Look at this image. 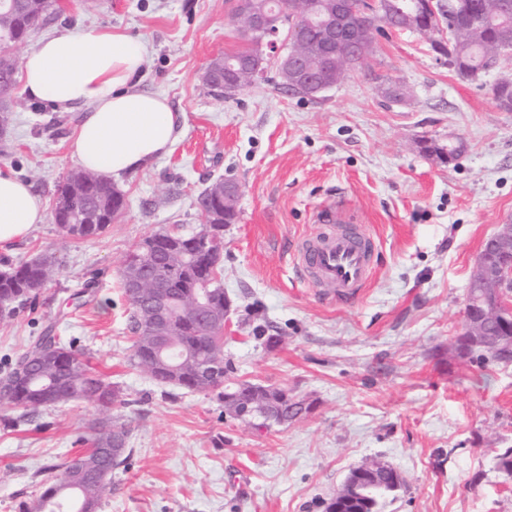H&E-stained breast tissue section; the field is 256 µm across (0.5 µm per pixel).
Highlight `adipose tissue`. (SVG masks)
<instances>
[{
	"instance_id": "1",
	"label": "adipose tissue",
	"mask_w": 512,
	"mask_h": 512,
	"mask_svg": "<svg viewBox=\"0 0 512 512\" xmlns=\"http://www.w3.org/2000/svg\"><path fill=\"white\" fill-rule=\"evenodd\" d=\"M146 42L103 28L43 38L20 64L25 93L66 110L85 112L70 154L82 168L115 177L171 152L181 130L165 96L135 85ZM46 206L28 184L0 172V247L25 239L45 223Z\"/></svg>"
}]
</instances>
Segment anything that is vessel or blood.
<instances>
[{
    "mask_svg": "<svg viewBox=\"0 0 512 512\" xmlns=\"http://www.w3.org/2000/svg\"><path fill=\"white\" fill-rule=\"evenodd\" d=\"M342 202L319 208L316 234L302 240L293 255L297 274L340 304L356 301L373 275L374 238L347 228Z\"/></svg>",
    "mask_w": 512,
    "mask_h": 512,
    "instance_id": "vessel-or-blood-1",
    "label": "vessel or blood"
}]
</instances>
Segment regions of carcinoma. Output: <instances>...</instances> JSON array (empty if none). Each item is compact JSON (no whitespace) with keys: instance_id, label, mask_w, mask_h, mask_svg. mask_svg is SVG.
<instances>
[{"instance_id":"carcinoma-1","label":"carcinoma","mask_w":512,"mask_h":512,"mask_svg":"<svg viewBox=\"0 0 512 512\" xmlns=\"http://www.w3.org/2000/svg\"><path fill=\"white\" fill-rule=\"evenodd\" d=\"M333 0H273L272 6L283 7L287 15L283 19L299 22L305 17L315 20L311 38L304 48V61L308 68L315 69L329 61V55L346 57L348 43L336 42L332 50H327L321 41V35L336 27L348 38L366 43L370 52L376 36H385L391 30L407 28L427 37L434 44H442L441 33L448 30L451 38L450 49L456 58H463L485 71L493 68L500 50L495 45L491 30L508 26L512 28V0L506 13L497 14L491 23L478 27L475 21L454 11L436 6L416 12L412 0H390L389 8L380 13L379 2H363L364 12L358 16L346 17L333 11ZM54 7V0H15L13 12L0 13V98L11 97L17 70L15 57L10 48L26 31L43 22ZM86 180L88 185L82 193L73 191L76 180ZM219 183L205 189L198 197L199 214L205 224L224 223V203L216 198ZM57 206L54 208L55 224L66 234L77 238H91L100 235L122 207V200L112 191V181L101 174L79 170L72 173L58 188ZM184 251L196 256L191 261L182 254L170 255L162 250L151 254L142 268L156 274L163 286V294L175 302L168 321L167 359L180 364L179 376H174L167 367L150 362L156 353V337L139 330L137 309H132L130 329L134 334L131 346L130 363L150 376L156 383L164 386H176L189 391H202L198 386L194 371L198 360L224 356V336L219 332L206 335L200 327V317L206 310L198 306L205 297L224 296L223 283L217 278V269L221 260L220 253L205 248L203 241L195 240L192 245L184 246ZM58 273V266L43 264L32 259L15 268L0 270V299L8 317L15 311L16 305L32 301L40 295V290ZM81 367L69 400L84 402L102 408L124 407L129 401L122 398L120 388L91 367L85 353L70 343H61L53 336V326L46 327L17 359L15 367L4 377L0 384V405L35 411L41 407L40 387L70 364ZM229 395L234 401L258 398L264 404L278 409L287 419L293 418L306 408L302 402L278 391H266L260 384L243 382L231 384ZM126 456L104 463L96 457L94 450L81 454L71 460L51 465L41 471L40 494L37 498L39 512H60L55 502L50 500L53 494L69 486L73 464L81 462L87 472L105 471V480L89 479L80 490H74L67 499L72 503L68 512H84V501L92 500L100 504L102 496L112 486V474L125 461ZM62 470V477L52 478V473ZM390 495L387 489H369L355 500L344 505L342 512H381L385 499Z\"/></svg>"}]
</instances>
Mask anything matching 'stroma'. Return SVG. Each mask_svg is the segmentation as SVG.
<instances>
[{
    "instance_id": "35a3bbf8",
    "label": "stroma",
    "mask_w": 512,
    "mask_h": 512,
    "mask_svg": "<svg viewBox=\"0 0 512 512\" xmlns=\"http://www.w3.org/2000/svg\"><path fill=\"white\" fill-rule=\"evenodd\" d=\"M236 0H56L14 48L44 37L112 28L149 47L138 87L182 113L173 151L114 181L126 209L97 237L75 239L53 221L0 248V268L54 256L59 274L36 304L0 321V370L55 324L116 383L118 421L132 453L98 512H325L350 470L381 461L403 476L383 512H512V364L460 358L467 287L484 242L512 213V112L492 86L500 68L460 78L411 32L377 38L364 62L312 99L286 93L276 66L232 97L201 80L209 61L246 49ZM407 97H384L381 83ZM0 136V170L29 183L46 205L76 169L70 139L84 112L14 88ZM459 147L445 161L437 149ZM240 188L223 232L224 293L233 304L224 356L235 377L286 389L308 406L259 432L224 412L214 392L159 387L129 363L125 256L163 230L189 234L197 196L219 179ZM344 199L375 238L376 271L362 298L323 302L291 260L319 207ZM278 337L268 347L257 327ZM106 413L70 402L34 415L0 406V512L39 493L38 473L84 452Z\"/></svg>"
}]
</instances>
